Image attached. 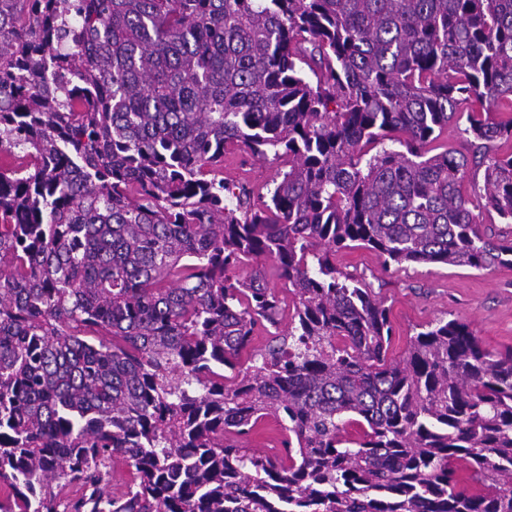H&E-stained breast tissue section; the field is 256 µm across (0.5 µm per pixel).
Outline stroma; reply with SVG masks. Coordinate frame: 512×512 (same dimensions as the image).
Returning a JSON list of instances; mask_svg holds the SVG:
<instances>
[{
    "label": "stroma",
    "instance_id": "1",
    "mask_svg": "<svg viewBox=\"0 0 512 512\" xmlns=\"http://www.w3.org/2000/svg\"><path fill=\"white\" fill-rule=\"evenodd\" d=\"M277 163L245 151L224 159L227 179L264 190ZM336 265L345 272L365 275L390 309L395 329L392 351L401 355L410 336L440 318L468 323L490 349L512 347V266L479 271L444 264L407 263L383 269L376 252L367 248L337 252Z\"/></svg>",
    "mask_w": 512,
    "mask_h": 512
}]
</instances>
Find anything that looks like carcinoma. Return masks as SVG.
I'll return each instance as SVG.
<instances>
[{
    "mask_svg": "<svg viewBox=\"0 0 512 512\" xmlns=\"http://www.w3.org/2000/svg\"><path fill=\"white\" fill-rule=\"evenodd\" d=\"M506 107L512 0H0V512H512V347L335 262L512 266ZM437 144L448 146V149L460 150L469 156L470 164L467 172V181L471 183L476 167L472 163V158L468 152L467 145L461 137L460 130L454 124H449L448 129L442 131ZM271 159L269 155V160H258L246 151H237L224 157V178L246 182L264 193L266 186L272 187V179L279 168ZM283 438L284 433L281 428L276 425L272 418H267L249 435L244 445L277 459L283 452L281 443Z\"/></svg>",
    "mask_w": 512,
    "mask_h": 512,
    "instance_id": "cac0c4a2",
    "label": "carcinoma"
}]
</instances>
